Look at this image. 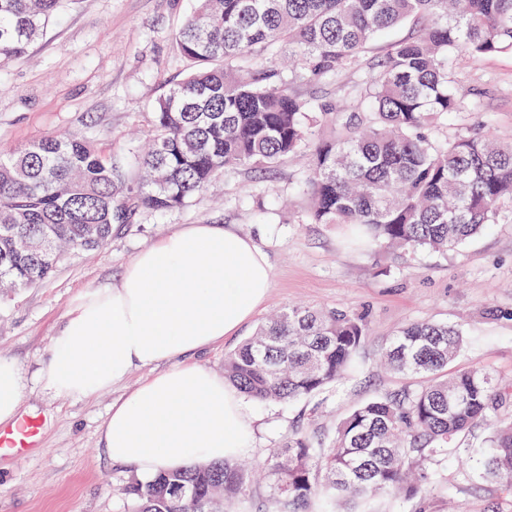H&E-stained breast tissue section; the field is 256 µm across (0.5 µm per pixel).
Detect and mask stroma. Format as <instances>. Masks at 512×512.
Listing matches in <instances>:
<instances>
[{
	"instance_id": "obj_1",
	"label": "stroma",
	"mask_w": 512,
	"mask_h": 512,
	"mask_svg": "<svg viewBox=\"0 0 512 512\" xmlns=\"http://www.w3.org/2000/svg\"><path fill=\"white\" fill-rule=\"evenodd\" d=\"M192 6V0H68L60 20L32 45L28 58L0 68V150L23 148L49 133L80 132L101 150L124 155L127 142L146 133L164 86L191 70L177 39ZM416 31L413 23L401 24L371 42L358 65L336 80L296 79L291 87L305 97L345 104L390 42ZM454 79L469 109L440 122L439 136L487 130L512 141V53L458 66ZM311 160L307 147L266 172L239 168L219 174L183 207L140 213L133 223L114 227L105 246L68 255L50 279L0 298V357L21 372V416L42 423L34 448L19 456L0 455V512H129L119 489L133 470L108 459L101 427L112 404L152 376L153 368H133L125 380L91 398L51 395L40 370L77 297L117 281L142 248L185 224H216L253 236L272 269L269 298L251 324L192 354L191 362L223 373L225 354L291 305L338 307L368 320L356 374L311 399L250 403L251 435L238 463L262 467L295 432L329 437L358 405L419 387V380L381 363L392 338L415 322H448L462 329L464 346L454 369H485L512 381V219L502 218L445 255L356 247L342 226L298 222L308 201L303 179ZM511 418L509 404L448 446L440 468L448 496L433 497L426 512H512V490L456 463L459 449L484 441L500 421Z\"/></svg>"
}]
</instances>
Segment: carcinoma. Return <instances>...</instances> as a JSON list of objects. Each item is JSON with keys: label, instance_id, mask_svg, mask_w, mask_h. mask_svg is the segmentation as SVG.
<instances>
[{"label": "carcinoma", "instance_id": "cac0c4a2", "mask_svg": "<svg viewBox=\"0 0 512 512\" xmlns=\"http://www.w3.org/2000/svg\"><path fill=\"white\" fill-rule=\"evenodd\" d=\"M65 0H0V67L24 59ZM179 33L194 64L153 104L148 144L118 159L81 133L48 134L0 155V290L51 277L70 251L99 248L113 226L138 212L183 207L218 173L271 168L313 151L304 185L308 224H340L365 246L446 254L478 236L512 206V144L482 133L441 141L435 121L468 109L448 66L512 52V0H194ZM415 36L393 43L354 90L352 121L313 139L317 116L346 109L295 94L267 65L282 46L295 77L320 84L359 62L366 45L405 21ZM368 336L361 315L292 306L224 356V380L255 402L311 398L347 378ZM446 323L403 328L387 367L426 379L414 390L374 398L343 419L329 440L297 434L264 463L269 493L243 496L249 472L233 463L196 464L121 488L131 512H370L402 492L424 512L448 495L426 464L490 413L512 388L482 369L448 375L463 347ZM457 463L512 490V420Z\"/></svg>", "mask_w": 512, "mask_h": 512}]
</instances>
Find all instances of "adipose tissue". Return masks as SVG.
Listing matches in <instances>:
<instances>
[{"label": "adipose tissue", "instance_id": "obj_1", "mask_svg": "<svg viewBox=\"0 0 512 512\" xmlns=\"http://www.w3.org/2000/svg\"><path fill=\"white\" fill-rule=\"evenodd\" d=\"M271 288L266 254L250 239L192 224L143 249L120 279L82 294L68 309L43 363L54 395L87 397L135 366L161 372L113 404L102 429L112 462L152 479L245 448L246 397L188 354L235 335ZM18 367L0 358V425L22 401Z\"/></svg>", "mask_w": 512, "mask_h": 512}]
</instances>
